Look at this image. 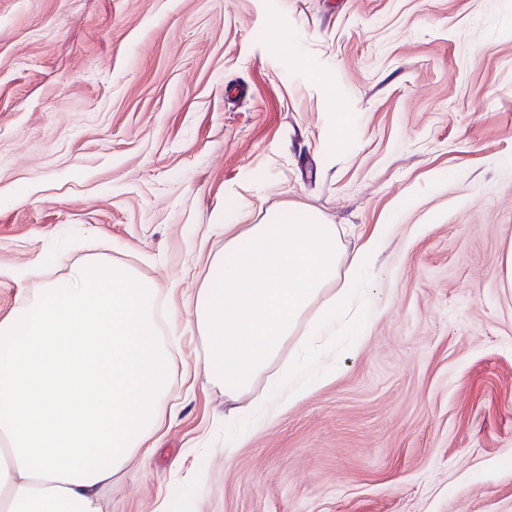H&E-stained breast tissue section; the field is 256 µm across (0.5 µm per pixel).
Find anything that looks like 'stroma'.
Segmentation results:
<instances>
[{
    "label": "stroma",
    "mask_w": 512,
    "mask_h": 512,
    "mask_svg": "<svg viewBox=\"0 0 512 512\" xmlns=\"http://www.w3.org/2000/svg\"><path fill=\"white\" fill-rule=\"evenodd\" d=\"M280 208L382 234L368 323L228 453L177 309V411L111 512H512V0H0V319L92 256L199 287L216 215Z\"/></svg>",
    "instance_id": "obj_1"
}]
</instances>
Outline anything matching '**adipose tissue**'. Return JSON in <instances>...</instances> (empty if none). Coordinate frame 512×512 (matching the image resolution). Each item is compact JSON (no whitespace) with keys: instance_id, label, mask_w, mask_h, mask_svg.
<instances>
[{"instance_id":"ef3b65f1","label":"adipose tissue","mask_w":512,"mask_h":512,"mask_svg":"<svg viewBox=\"0 0 512 512\" xmlns=\"http://www.w3.org/2000/svg\"><path fill=\"white\" fill-rule=\"evenodd\" d=\"M211 230L224 238L216 274L181 296L208 349L194 375L254 394L256 415L280 413L313 384L303 357L360 334L357 287L380 240L345 254L335 225L295 209ZM160 304L150 283L91 258L0 320V512H103L113 482L150 454L174 398ZM294 338L301 357L281 366ZM271 370L273 388L257 392Z\"/></svg>"}]
</instances>
